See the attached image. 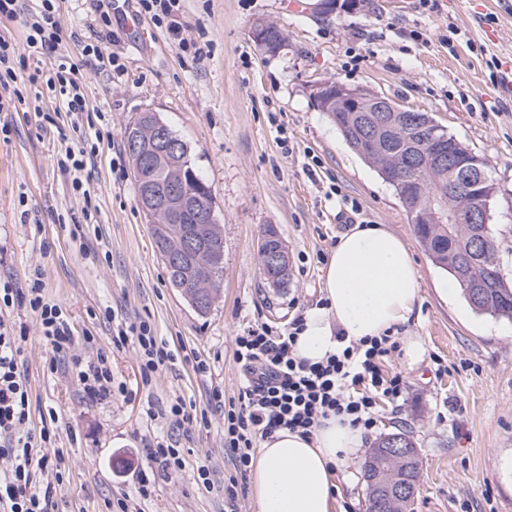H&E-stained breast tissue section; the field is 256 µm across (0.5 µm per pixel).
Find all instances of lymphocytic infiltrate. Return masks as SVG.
I'll use <instances>...</instances> for the list:
<instances>
[{
  "instance_id": "f902f5d3",
  "label": "lymphocytic infiltrate",
  "mask_w": 512,
  "mask_h": 512,
  "mask_svg": "<svg viewBox=\"0 0 512 512\" xmlns=\"http://www.w3.org/2000/svg\"><path fill=\"white\" fill-rule=\"evenodd\" d=\"M55 2L40 0L27 23L23 44L0 37V112L12 105L6 90L24 78L59 91L75 121H82L87 112L85 91L77 79V62L56 60L26 77L15 68L20 52L38 59L55 46L59 35ZM91 157L86 147H70L58 161L69 174L72 189L81 197L87 215L97 196L84 174ZM17 305L25 307L34 325L20 327L0 319V512H59L56 492L70 470V462L63 449L56 446V426L31 427V390L19 369L23 345L29 329H36L54 352L48 371L65 367L91 402L111 399L112 360L108 351H99L93 361L74 352L70 320L61 306L46 296L41 271H34L25 289L15 287L11 279L0 280V310ZM302 328L303 320L297 317L287 330L276 332L260 324L234 338V359L241 369L238 395L228 401L217 390L212 398L225 406L224 447L239 474H246L260 442L276 431L288 429L308 437L322 420L339 416L367 433L376 425L379 401H398L407 390L400 373L383 370L400 346L396 337L351 341L325 360L311 364L292 350ZM109 343L111 347L135 344L140 373L147 382L175 358L169 344L159 340L144 322L116 324ZM143 455L145 466L134 472L135 498L124 495L110 501V512H132L133 499H150L158 476L183 464L181 451L169 435L147 441Z\"/></svg>"
}]
</instances>
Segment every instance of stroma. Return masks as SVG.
Listing matches in <instances>:
<instances>
[{
  "mask_svg": "<svg viewBox=\"0 0 512 512\" xmlns=\"http://www.w3.org/2000/svg\"><path fill=\"white\" fill-rule=\"evenodd\" d=\"M290 0H182V36L200 55L181 52L166 27L139 0H57L59 38L51 58L79 61L85 43L101 40L123 68L111 78L81 66L90 112L104 136L88 163L98 213L87 223L82 202L57 164L81 131L61 115L62 97L24 83L20 102L0 112V276L27 288L41 270L47 297L66 311L75 352L92 360L86 334L107 343L113 319L141 321L177 356L143 383L134 344L112 351V375L125 394L85 400L75 378L46 368L49 345L30 335L22 369L32 414L56 412L58 447L70 471L58 494L60 512H107L134 493L140 450L157 430L148 404L193 403L207 427L173 437L182 469L160 475L140 512H224L221 484L234 474L224 449V417L213 391L233 399L240 367L233 339L260 323L280 330L322 303V275L338 237L355 224H384L407 244L420 276L419 302L404 330L421 337L425 354L389 368L408 389L380 407L365 440L407 430L420 446L415 512H512V320L473 311L461 292L446 293L448 275L418 241L393 189L343 141L312 99L316 83L335 80L432 113L449 134L489 163L496 193L490 222L498 263L512 280V91L501 67L512 57V13L500 0H356L323 13ZM285 35L274 53L257 45V23ZM151 110L183 140L211 188L224 232V280L210 311L196 312L173 288L142 211L124 131ZM56 113L55 123L43 120ZM275 225L287 247L286 287L260 273L258 240ZM206 369H195L196 360ZM447 373H438V365ZM208 465L213 488L196 479ZM363 459L340 465L333 512H368Z\"/></svg>",
  "mask_w": 512,
  "mask_h": 512,
  "instance_id": "stroma-1",
  "label": "stroma"
}]
</instances>
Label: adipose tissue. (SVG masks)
I'll return each instance as SVG.
<instances>
[{
    "label": "adipose tissue",
    "mask_w": 512,
    "mask_h": 512,
    "mask_svg": "<svg viewBox=\"0 0 512 512\" xmlns=\"http://www.w3.org/2000/svg\"><path fill=\"white\" fill-rule=\"evenodd\" d=\"M322 296V306L306 313L294 345L296 355L311 363L335 353L342 340L380 337L411 320L419 296L413 256L387 225H353L330 252ZM363 442L360 429L336 416L308 438L277 431L253 462L258 512H332L335 467L355 456Z\"/></svg>",
    "instance_id": "ef3b65f1"
}]
</instances>
